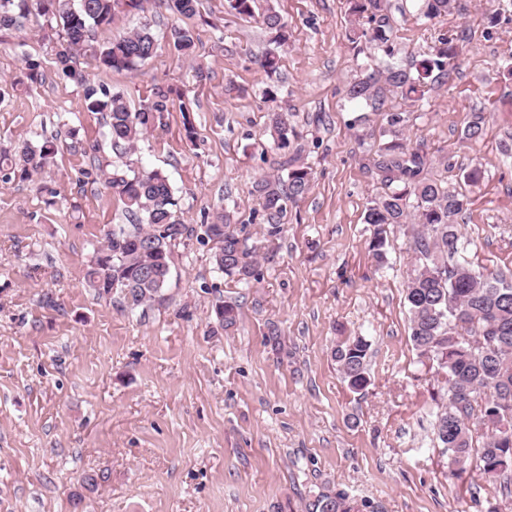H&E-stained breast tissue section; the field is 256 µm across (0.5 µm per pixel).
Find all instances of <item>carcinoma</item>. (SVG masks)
I'll return each mask as SVG.
<instances>
[{
	"instance_id": "carcinoma-1",
	"label": "carcinoma",
	"mask_w": 512,
	"mask_h": 512,
	"mask_svg": "<svg viewBox=\"0 0 512 512\" xmlns=\"http://www.w3.org/2000/svg\"><path fill=\"white\" fill-rule=\"evenodd\" d=\"M118 0H0V31L19 30L30 13V4L56 19L59 45L55 59L62 74L84 87L87 108L102 115L111 146L132 155L149 130L164 124L170 111L169 92L158 90L147 103L131 108L125 96L89 85L84 71L71 65L80 51L95 67L134 71L151 59L158 48L151 29L143 26L118 38L101 40L98 32L111 22ZM168 7L185 18L198 13L199 0H167ZM228 8L243 19L254 17L255 0H227ZM452 0H423L420 16L431 20L450 10ZM385 0H350L349 40L364 39L385 45L389 42V17ZM262 24L275 32L276 41L288 39L286 25L269 11ZM465 33L455 39L441 38L434 51L415 68L392 66L372 70L347 88L350 99L375 103L384 92H394L412 106L425 99L431 83L449 75ZM195 42L191 32L173 34L174 50L188 57ZM28 83L43 81L42 64L25 62ZM384 119L392 139L376 151L373 170L382 193L366 208L364 223L371 227L369 250L377 264L385 262L389 236L412 219L418 224L413 239L414 263L405 282L411 341L419 357L432 362L443 376L447 402L437 403L434 433L456 466L452 474L465 471L476 459L484 477L508 490L512 488V274H484L461 257V224L468 197L427 177L431 165L427 154L406 143L405 112H386ZM269 125L280 147L290 144L296 130L284 114L272 112ZM487 115L472 112L462 139L477 141L486 130ZM57 144L47 138L26 141L0 149V180H30L54 162ZM83 175L99 182L113 199L121 202L125 214L135 223L114 225L93 247L86 271L90 288L100 297L120 296L126 307L162 305L167 301L171 257L176 242L190 234L174 219L177 200L168 177L159 170L139 171L131 164L109 170L93 163ZM312 169L305 163H288L287 176L263 177L254 192L265 214L263 234L269 239L283 232L281 218L286 202L295 201L310 189ZM206 237L216 243V269L238 284L258 280L256 252L249 250L241 230L218 212L206 225ZM221 325L231 328L237 321L236 306H216ZM369 341L357 336L339 344L333 356L349 388L362 391L370 379L367 372ZM484 399L480 415L473 414L472 402ZM492 428L483 446L474 450L473 434ZM307 512H360L344 495L320 493L306 506Z\"/></svg>"
}]
</instances>
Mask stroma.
<instances>
[{
    "mask_svg": "<svg viewBox=\"0 0 512 512\" xmlns=\"http://www.w3.org/2000/svg\"><path fill=\"white\" fill-rule=\"evenodd\" d=\"M269 8L288 24L286 44L224 0H200L191 19L162 0H120L105 36L149 25L156 54L132 72L74 57L92 85L134 107L156 89L182 91L134 158L168 175L180 223L197 230L224 211L256 250L261 278L244 288L217 272L211 245H176L168 300L144 311L95 296L84 280L94 244L125 221L83 177L84 150L96 143L101 159H121L83 88L56 69L55 21L34 13L23 30L0 32V146L39 134L59 146L33 180L0 182V512H305L327 491L362 512H484L490 502L512 512V493L476 467L451 476L433 433L443 380L410 340V235L391 233L380 269L363 222L381 192L368 150L389 139L384 111L406 109L407 141L434 159L431 176L469 197L466 258L512 270V0H456L427 22L416 0H389V55L349 41L348 0H256V13ZM176 27L193 32L194 58L174 54ZM462 30L449 78L422 107L389 93L379 112L347 97L364 71L410 65ZM268 52L280 58L273 76L259 66ZM29 57L42 62L43 82L9 88ZM474 111L491 118L469 145L461 132ZM272 112L296 129L288 147L267 129ZM447 154L450 173L438 163ZM292 157L311 167V189L288 203L268 242L253 185L284 174ZM475 166L481 182L466 187ZM225 300L239 308L230 330L215 315ZM354 336L371 344L360 393L332 356Z\"/></svg>",
    "mask_w": 512,
    "mask_h": 512,
    "instance_id": "obj_1",
    "label": "stroma"
}]
</instances>
